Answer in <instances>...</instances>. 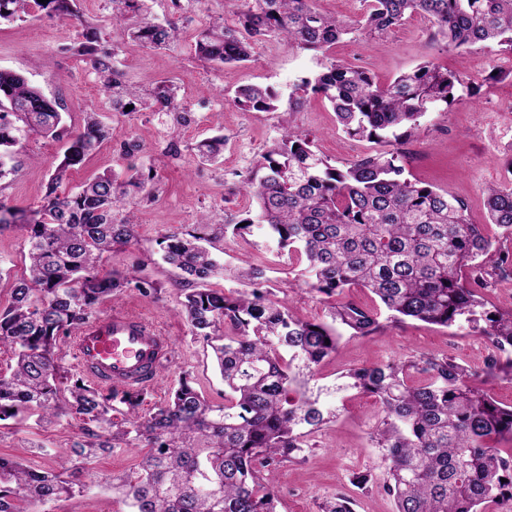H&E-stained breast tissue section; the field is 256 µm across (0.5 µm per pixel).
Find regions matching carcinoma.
<instances>
[{"label":"carcinoma","instance_id":"obj_1","mask_svg":"<svg viewBox=\"0 0 512 512\" xmlns=\"http://www.w3.org/2000/svg\"><path fill=\"white\" fill-rule=\"evenodd\" d=\"M112 28L144 47H168L177 27L151 14L149 0H108ZM232 24L209 26L195 40V53L221 68L250 60L254 44L276 38L314 53L354 32L321 12L316 0H243ZM360 29L380 37L414 14L428 18L450 49L477 43L512 51V0H366ZM36 5L49 15L69 16L75 0H0V21ZM93 29L82 33L75 53L89 58L114 105H140L187 122L178 87L124 84L114 54L98 49ZM319 68L293 83L289 107L308 95L332 106L342 130L383 146L345 169L313 149L309 135L288 128L262 153L244 179L256 206L233 224L201 219L182 234L159 241L162 260L182 272L180 313L191 331L209 340L224 380V402L207 400L182 376L167 404L143 419L142 393L126 392L122 422L112 418L113 391H104L64 370L60 343L84 327L98 306L129 288L145 297L156 285L132 270L102 273L103 255L134 239L128 198L154 196L152 168H130L126 178L104 173L74 193L58 188L111 128L100 113H85L72 133L64 108L22 75L0 69V181L21 169L23 133L36 130L67 139L50 174L46 201L26 209L0 199V233L19 232L28 264L0 307V344L14 352L15 366L0 376V421L20 422L33 411L47 422L62 415L93 423L84 439L59 453L58 471H41L0 455V512H48L45 506L88 492L76 457L89 461L122 450L138 455L126 472L101 484L129 512H276L274 473L300 459L307 438L336 413L308 390L314 370L336 353L343 333L369 337L380 328L378 313L343 299L360 287L374 294L394 322L417 320L448 327L464 321L488 337L492 349L479 370L448 357L352 368L338 389H357L380 403L372 436L388 474L395 512H484L512 500V406L502 407L474 385L482 374L512 369V312L483 309L477 289L512 275V257L486 266L493 241L467 218V205L404 177V158L392 145L412 136L430 110L469 91L455 74L424 62L380 83L347 62L317 59ZM232 102L248 112H275L281 100L270 86L237 88ZM224 137L199 141L197 162L220 163ZM490 223L512 238V184L486 190ZM258 230L281 250L305 262V285L334 299L329 320L303 321L284 299L262 289L265 269L228 264L217 244L227 234ZM230 278L248 287L228 295L211 280ZM229 331H224V325ZM425 376L417 384L410 372Z\"/></svg>","mask_w":512,"mask_h":512}]
</instances>
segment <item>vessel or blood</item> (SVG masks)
Instances as JSON below:
<instances>
[{
	"label": "vessel or blood",
	"instance_id": "obj_1",
	"mask_svg": "<svg viewBox=\"0 0 512 512\" xmlns=\"http://www.w3.org/2000/svg\"><path fill=\"white\" fill-rule=\"evenodd\" d=\"M168 347L165 336L125 310L97 316L72 341L79 368L94 384L127 390L153 386Z\"/></svg>",
	"mask_w": 512,
	"mask_h": 512
}]
</instances>
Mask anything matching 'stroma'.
Wrapping results in <instances>:
<instances>
[{"instance_id":"stroma-1","label":"stroma","mask_w":512,"mask_h":512,"mask_svg":"<svg viewBox=\"0 0 512 512\" xmlns=\"http://www.w3.org/2000/svg\"><path fill=\"white\" fill-rule=\"evenodd\" d=\"M152 13L179 29L180 38L171 47L153 49L122 41L109 23L107 0H79L77 13L69 17L51 16L34 6L24 19L0 23V69L23 74L47 97H62L66 122L72 128H79L84 112L90 110L99 112L112 128L111 139L72 171L67 190L76 191L87 179L105 172L125 173L132 161L121 157L119 145L127 139L140 142L141 161L153 166L159 178L155 199L135 204V241L115 246L102 262L104 271L136 270L158 287L148 297L130 289L101 305L105 311L124 309L142 316L171 343L156 383L144 393L140 413L145 417L166 402L185 373L206 399L219 401L224 396L211 347L204 337L192 334L179 314L178 272L162 261L159 238L188 230L203 212L221 224L252 208L254 201L242 187V176L284 127L309 132L317 151L339 168L375 149L374 143L344 133L328 102L317 96L308 97L299 108L276 112H246L231 102L230 92L247 84L269 85L289 94L297 76L315 69L310 54L269 38L255 44L249 62L214 68L197 58L194 36L204 25L227 19L228 9L221 0H198L185 12L174 11L170 0H154ZM88 26L99 28V47L115 54L122 81L148 86L172 80L180 85L190 121L181 129L179 157L167 152L168 116L142 108L126 115L113 111L90 60L72 51ZM490 52L496 55L491 65L485 61ZM326 56L363 68L382 83L430 61L469 84V95L428 112L419 135L402 144L406 175L419 185L463 200L471 223L482 225L487 236L497 239L499 252L512 253V239H500V230L490 224L485 207L488 186L512 183V52L481 44L447 49L435 37L432 23L414 15L380 42L356 33L328 49ZM495 70L506 72V79L490 80ZM217 133L225 139L223 163L197 165L194 145ZM23 145L22 169L15 178L0 182V197L36 208L44 202L49 175L64 145L36 131L26 133ZM25 253L19 233H0L2 305L25 269ZM223 258L232 263L248 259L263 266L267 288L277 298L290 300L297 317L325 319L330 302L324 295L305 291L303 261L278 253L262 235L225 240ZM490 348L487 337L464 322L446 328L419 321H387L371 337L343 336L336 353L318 367L316 377L319 383L333 384L354 367L429 354L476 368L482 366ZM329 403L335 418L309 437L303 459L284 464L275 476L278 512H319L323 501L339 494L355 499V512H393V501L384 489L385 470L378 464L380 451L371 441L379 421L377 400L352 390L338 392ZM83 426L82 420L68 415L49 426L31 415L23 423L0 427V454L23 459L36 469H56L55 449L80 435ZM365 470L372 471L374 480L361 492L351 478Z\"/></svg>"}]
</instances>
